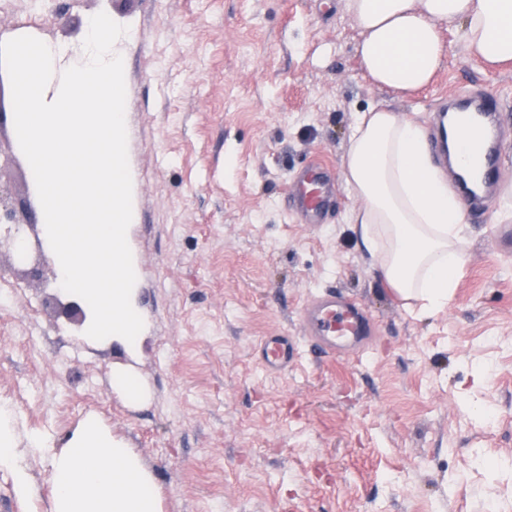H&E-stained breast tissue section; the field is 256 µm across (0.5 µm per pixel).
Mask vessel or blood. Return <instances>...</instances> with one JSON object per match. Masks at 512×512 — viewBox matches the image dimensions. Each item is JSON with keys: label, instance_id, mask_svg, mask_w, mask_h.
<instances>
[{"label": "vessel or blood", "instance_id": "obj_1", "mask_svg": "<svg viewBox=\"0 0 512 512\" xmlns=\"http://www.w3.org/2000/svg\"><path fill=\"white\" fill-rule=\"evenodd\" d=\"M465 117L479 132L467 143V165L477 167L481 185L490 189L502 181L499 126L501 106L491 94L464 99ZM336 203V186L328 175L326 163L306 166L300 184L289 191L287 207L299 212L306 223H320L328 209ZM311 336L323 353L348 355L351 347L369 333V320L359 303L330 291L322 294L304 313ZM297 356L296 343L285 335L265 337L261 343V361L267 372L279 374L288 370Z\"/></svg>", "mask_w": 512, "mask_h": 512}]
</instances>
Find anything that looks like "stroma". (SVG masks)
<instances>
[{
    "instance_id": "stroma-1",
    "label": "stroma",
    "mask_w": 512,
    "mask_h": 512,
    "mask_svg": "<svg viewBox=\"0 0 512 512\" xmlns=\"http://www.w3.org/2000/svg\"><path fill=\"white\" fill-rule=\"evenodd\" d=\"M128 28L125 120L133 182L127 238L142 269L144 320L132 348L60 315L54 261L22 260L0 234V405L14 416L36 487L24 500L0 468V512H48L50 450L96 415L153 475L161 512H512V65L469 56L458 22L430 85L405 94L362 67L346 0H12L0 38L27 16L61 46L56 71L84 63L91 16ZM499 97L503 178L467 216L464 264L447 307L406 309L346 221L344 186L324 223L284 197L305 164L339 178L357 112L383 105L429 127L443 99ZM12 121L0 124V183L41 204ZM334 290L371 318L347 357L314 348L302 309ZM298 358L266 373L264 337ZM135 376L144 397L112 384Z\"/></svg>"
}]
</instances>
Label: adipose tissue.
Wrapping results in <instances>:
<instances>
[{"instance_id": "ef3b65f1", "label": "adipose tissue", "mask_w": 512, "mask_h": 512, "mask_svg": "<svg viewBox=\"0 0 512 512\" xmlns=\"http://www.w3.org/2000/svg\"><path fill=\"white\" fill-rule=\"evenodd\" d=\"M365 37L362 66L379 85L403 93L428 85L446 54L439 22L462 26L468 52L512 61V0H349ZM362 205L349 218L380 273L400 298L435 314L448 304L464 262L466 213L433 165L414 119L374 106L359 113L341 170ZM0 468L11 469L19 497L32 481L16 450L11 413L0 408ZM51 512H159L155 484L137 455L87 419L52 456Z\"/></svg>"}]
</instances>
